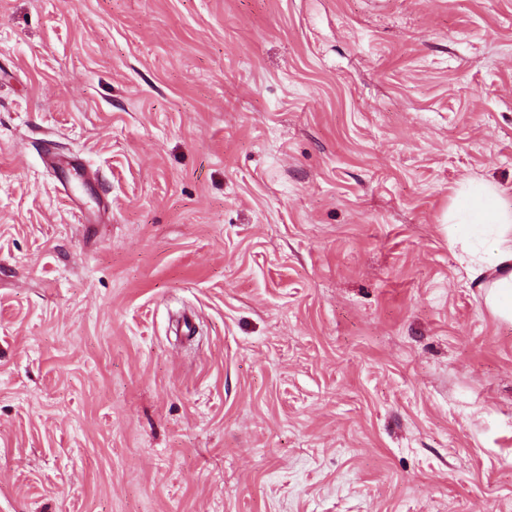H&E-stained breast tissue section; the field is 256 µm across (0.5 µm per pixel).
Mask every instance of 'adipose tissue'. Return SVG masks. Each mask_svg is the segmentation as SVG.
Returning a JSON list of instances; mask_svg holds the SVG:
<instances>
[{
  "instance_id": "adipose-tissue-1",
  "label": "adipose tissue",
  "mask_w": 512,
  "mask_h": 512,
  "mask_svg": "<svg viewBox=\"0 0 512 512\" xmlns=\"http://www.w3.org/2000/svg\"><path fill=\"white\" fill-rule=\"evenodd\" d=\"M454 219L465 239L477 240L484 255L470 268V278L485 294L490 311L512 322V208L495 187L470 184Z\"/></svg>"
}]
</instances>
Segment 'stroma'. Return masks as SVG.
<instances>
[{
  "instance_id": "stroma-1",
  "label": "stroma",
  "mask_w": 512,
  "mask_h": 512,
  "mask_svg": "<svg viewBox=\"0 0 512 512\" xmlns=\"http://www.w3.org/2000/svg\"><path fill=\"white\" fill-rule=\"evenodd\" d=\"M512 0H0V512H512ZM465 239L477 240L484 257L469 267L471 281L485 294L490 311L512 322V209L495 187L470 184L453 215Z\"/></svg>"
}]
</instances>
